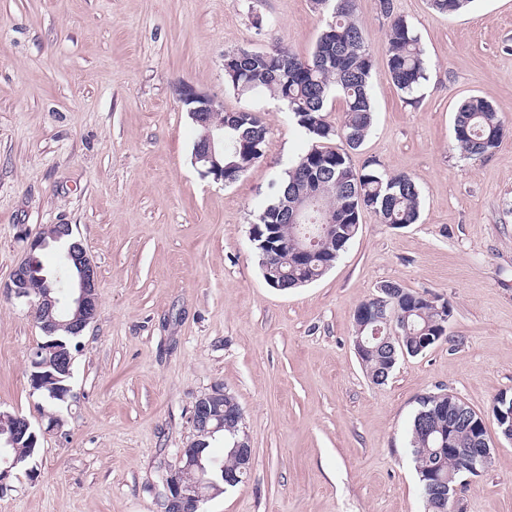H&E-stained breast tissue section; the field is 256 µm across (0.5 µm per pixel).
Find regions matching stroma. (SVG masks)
I'll return each instance as SVG.
<instances>
[{
  "label": "stroma",
  "mask_w": 512,
  "mask_h": 512,
  "mask_svg": "<svg viewBox=\"0 0 512 512\" xmlns=\"http://www.w3.org/2000/svg\"><path fill=\"white\" fill-rule=\"evenodd\" d=\"M428 79L407 104L388 74L387 19L358 0L375 119L354 166L409 175L418 223L362 210L319 280L271 288L251 241L259 208L310 140L269 92L240 95L224 56L279 46L310 56L312 0H0V287L53 224L98 266L99 304L74 354L71 393L48 406L29 381L44 342L28 301L0 290V409L30 420L38 453L0 484V512H163L161 477L190 441V409L221 385L240 404L247 480L203 512H426L409 448L420 397L479 412L496 447L459 492L463 512H512V442L492 414L512 395V132L485 158L452 145L460 101L512 129V0L454 15L393 0ZM186 82L268 128L231 184L201 176ZM394 281L448 301L446 336L373 384L353 314Z\"/></svg>",
  "instance_id": "stroma-1"
}]
</instances>
